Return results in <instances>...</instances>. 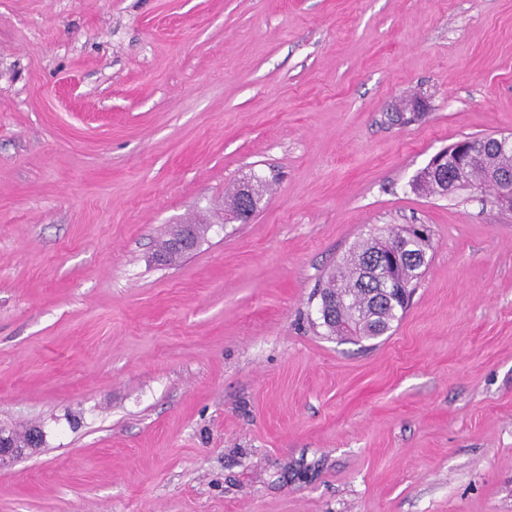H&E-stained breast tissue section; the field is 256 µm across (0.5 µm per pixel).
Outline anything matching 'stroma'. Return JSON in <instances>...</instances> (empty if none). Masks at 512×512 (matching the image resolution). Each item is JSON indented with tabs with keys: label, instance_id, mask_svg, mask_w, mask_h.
Segmentation results:
<instances>
[{
	"label": "stroma",
	"instance_id": "stroma-1",
	"mask_svg": "<svg viewBox=\"0 0 512 512\" xmlns=\"http://www.w3.org/2000/svg\"><path fill=\"white\" fill-rule=\"evenodd\" d=\"M509 133L512 0H0V512H512V212L412 188ZM408 224L402 319L326 335ZM470 153V140H459L434 155L426 166V172L448 185V178L452 177L451 173L465 166ZM189 223H193L195 232L200 240L210 226L207 224V222L190 221ZM195 232L189 227H185L182 231L177 246L181 248L183 253H189L196 249L198 241ZM167 236V239L160 242L159 249L166 253V262L171 264L174 263L177 259L181 258L183 253L173 249L172 245H170L176 235ZM430 239L410 229L369 234L350 249L320 289L321 324L330 336L375 339L385 335L401 319L408 288L429 263ZM400 257L388 274L378 263ZM403 284L401 292L386 290L387 277ZM401 315H398V312Z\"/></svg>",
	"mask_w": 512,
	"mask_h": 512
}]
</instances>
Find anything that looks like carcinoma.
I'll list each match as a JSON object with an SVG mask.
<instances>
[{
    "label": "carcinoma",
    "mask_w": 512,
    "mask_h": 512,
    "mask_svg": "<svg viewBox=\"0 0 512 512\" xmlns=\"http://www.w3.org/2000/svg\"><path fill=\"white\" fill-rule=\"evenodd\" d=\"M497 172L512 173V151L480 147L470 158L464 177L476 189H494L489 177ZM413 189L428 195L442 191L420 171ZM430 239L410 229L383 231L369 235L350 249L332 270L320 289L319 313L330 336L375 339L385 335L399 319L408 299V288L429 263ZM393 255L400 263L386 271L379 262ZM403 284V290L387 289V277Z\"/></svg>",
    "instance_id": "cac0c4a2"
}]
</instances>
